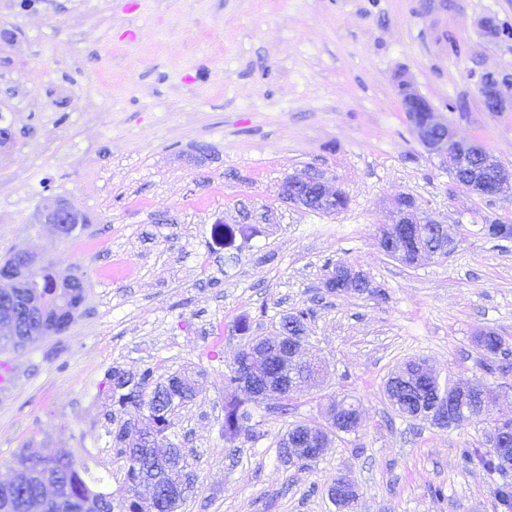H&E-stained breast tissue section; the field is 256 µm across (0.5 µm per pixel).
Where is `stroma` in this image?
Returning a JSON list of instances; mask_svg holds the SVG:
<instances>
[{"instance_id": "1", "label": "stroma", "mask_w": 512, "mask_h": 512, "mask_svg": "<svg viewBox=\"0 0 512 512\" xmlns=\"http://www.w3.org/2000/svg\"><path fill=\"white\" fill-rule=\"evenodd\" d=\"M512 0H0V255L85 283L69 328L0 348V482L29 440L124 488L112 451L118 367L165 376L204 370V388L171 417L199 477L180 512H336L327 490L355 483V512H500L494 478L465 468L482 425L441 429L396 415L384 381L420 357L441 380L478 375L477 334L512 349V193L457 185L418 140L401 104L409 79L457 139L512 170V109L486 111L482 74H512ZM321 173L347 198L336 214L281 199L285 178ZM408 195L447 224L448 257L407 266L381 250L393 201ZM85 216L67 235L45 203ZM221 224L244 234L224 240ZM363 270L372 289L328 293L326 262ZM308 308L306 354L320 383L259 408L266 435L224 444V374L246 337L276 335ZM361 407L307 468L284 465L292 424L319 423L333 399Z\"/></svg>"}]
</instances>
